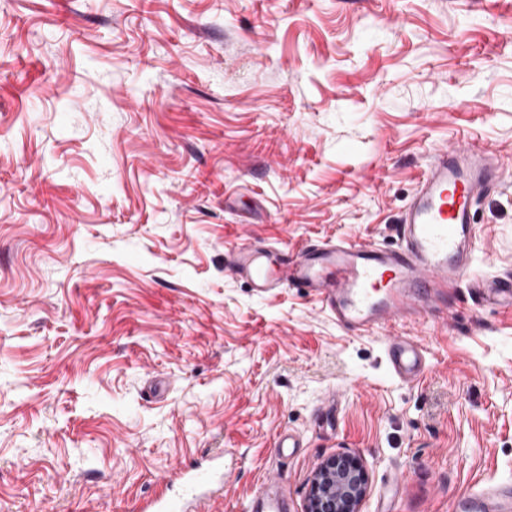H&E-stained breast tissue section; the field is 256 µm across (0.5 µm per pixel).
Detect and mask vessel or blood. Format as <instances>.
<instances>
[{"label":"vessel or blood","mask_w":512,"mask_h":512,"mask_svg":"<svg viewBox=\"0 0 512 512\" xmlns=\"http://www.w3.org/2000/svg\"><path fill=\"white\" fill-rule=\"evenodd\" d=\"M496 156L467 141L432 153L417 190L395 227L394 246L339 241L309 242L295 256L265 259L245 243L230 254L233 273L257 294L276 288L308 289L337 324L355 335L386 331L383 361L401 383L419 384L428 352L413 337L392 333L398 322H415L447 308L457 288H467L483 307L512 309V274H476L477 202L498 186ZM180 491H161L148 512H211V486L224 478L222 456L207 465L179 468ZM262 512H288V498L275 480L253 493ZM455 512H512V485L488 484L461 496Z\"/></svg>","instance_id":"obj_1"}]
</instances>
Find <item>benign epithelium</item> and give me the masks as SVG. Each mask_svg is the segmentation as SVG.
<instances>
[{
  "instance_id": "benign-epithelium-1",
  "label": "benign epithelium",
  "mask_w": 512,
  "mask_h": 512,
  "mask_svg": "<svg viewBox=\"0 0 512 512\" xmlns=\"http://www.w3.org/2000/svg\"><path fill=\"white\" fill-rule=\"evenodd\" d=\"M369 474L363 461L350 454L328 459L315 474L305 512H360Z\"/></svg>"
}]
</instances>
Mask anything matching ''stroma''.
I'll use <instances>...</instances> for the list:
<instances>
[{"instance_id": "obj_1", "label": "stroma", "mask_w": 512, "mask_h": 512, "mask_svg": "<svg viewBox=\"0 0 512 512\" xmlns=\"http://www.w3.org/2000/svg\"><path fill=\"white\" fill-rule=\"evenodd\" d=\"M460 140L502 170L478 270L512 273V0H0V512H136L218 452L212 512L265 477L305 512L341 453L361 512L512 483L511 309L459 290L409 387L381 336L226 269L245 241L393 244Z\"/></svg>"}]
</instances>
